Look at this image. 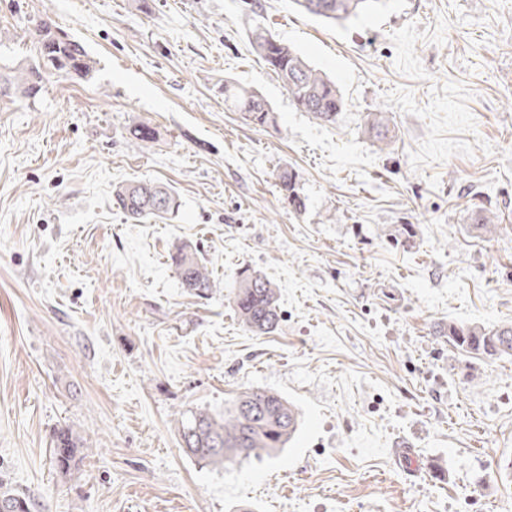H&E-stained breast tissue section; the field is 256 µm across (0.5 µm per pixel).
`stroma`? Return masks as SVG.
I'll list each match as a JSON object with an SVG mask.
<instances>
[{"mask_svg": "<svg viewBox=\"0 0 512 512\" xmlns=\"http://www.w3.org/2000/svg\"><path fill=\"white\" fill-rule=\"evenodd\" d=\"M36 19L97 72L0 98V475L32 512H512V360L441 333L512 323V0H384L336 24L290 0H0V69L33 59ZM259 26L336 82L335 123L295 108L252 49ZM228 81L275 125L225 105ZM143 124L152 142L132 137ZM129 181L171 186L178 213L128 220L112 186ZM477 208L494 238L470 230ZM396 224L414 248L382 236ZM182 243L213 274L206 297L181 286ZM248 269L279 292L272 334L234 311ZM248 388L299 408L288 448L189 458L183 413L223 415ZM60 426L88 447L67 477ZM230 101L231 105L241 112L250 123L265 127L274 125L275 116L269 103L257 92L239 84L225 82L224 102ZM387 114L388 112L385 111L368 113L365 122L368 132L373 135L378 143L384 145L391 142L390 119ZM280 189L288 202V206L295 212L305 209V202L296 189L295 176L292 171L284 169L279 175ZM383 236L387 237L396 246L413 248L416 244L417 227L413 224H399L395 227L381 229Z\"/></svg>", "mask_w": 512, "mask_h": 512, "instance_id": "35a3bbf8", "label": "stroma"}]
</instances>
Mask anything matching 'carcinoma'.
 <instances>
[{"label":"carcinoma","instance_id":"carcinoma-1","mask_svg":"<svg viewBox=\"0 0 512 512\" xmlns=\"http://www.w3.org/2000/svg\"><path fill=\"white\" fill-rule=\"evenodd\" d=\"M375 0H292L306 13L334 22L345 21L369 7ZM33 35L37 54L33 62L19 66L6 74L0 73V96L12 94L31 101L43 88L44 75L76 76L85 81L93 78L97 62L78 42L56 34L50 24L36 22ZM255 52L287 90L295 107L309 112L314 118L333 123L344 108V99L322 71L312 66L296 49L264 28L253 31ZM224 100L250 123L265 127L275 123L269 103L257 92L239 84L224 83ZM365 126L375 140L391 142L390 119L385 111L371 112ZM280 189L288 206L298 213L305 202L296 189L293 172L281 171ZM112 205L129 219L146 217L166 219L180 207L176 192L157 183L132 181L112 188ZM470 228L485 236L500 232L492 213L480 209L473 213ZM396 246L412 248L416 244L417 227L399 224L382 229ZM182 287L202 296L213 288L208 269L196 252L179 246L170 255ZM235 311L248 331L262 336L275 332L280 322L279 298L276 288L257 271L243 272L232 291ZM443 335L459 352L479 356L489 361L512 358V324L481 327L450 322ZM299 425L297 408L281 395L261 389H249L237 395L218 419L205 411L190 410L181 420V448L190 457L213 466H227L251 458L272 455L287 447ZM84 453V441L71 427H62L52 435V456L57 470L69 473ZM7 501L11 512H30V503L0 478V502Z\"/></svg>","mask_w":512,"mask_h":512}]
</instances>
